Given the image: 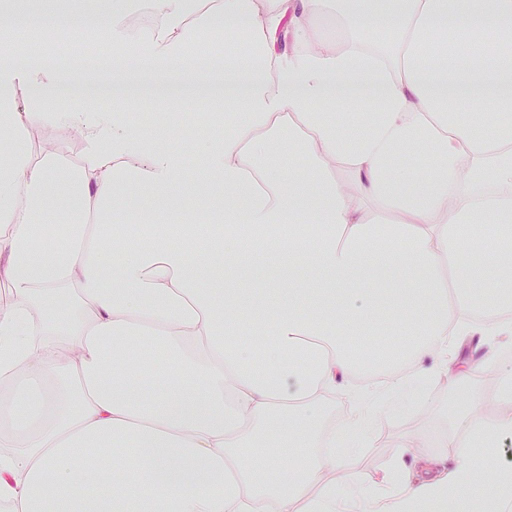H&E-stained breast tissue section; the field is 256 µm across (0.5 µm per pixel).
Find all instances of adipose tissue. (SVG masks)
<instances>
[{"label":"adipose tissue","mask_w":512,"mask_h":512,"mask_svg":"<svg viewBox=\"0 0 512 512\" xmlns=\"http://www.w3.org/2000/svg\"><path fill=\"white\" fill-rule=\"evenodd\" d=\"M142 66L94 75L124 88L171 83L201 47L224 68V135L208 147L222 184L184 177L159 132L111 136L91 107H13L5 72L72 85L68 63L0 54V501L10 512H448L480 499L472 451L512 434V411L470 399L443 437L453 470L425 458L396 494L356 463L376 436L374 391L352 394L336 433L319 412L356 372L347 336L402 326L391 391L419 392L424 356L480 332L512 337V0H112L94 27ZM333 19L335 33L322 30ZM289 27L290 50L276 47ZM359 104L356 112L337 105ZM60 124L86 144L78 165L36 146ZM307 159L284 177L275 152ZM420 153L430 173L404 164ZM346 180L336 177L337 165ZM128 208L137 236L113 224ZM208 196L231 234L172 223ZM65 200L63 213L52 207ZM496 225L491 243L478 239ZM275 281L260 278L267 257ZM224 274L203 289L198 258ZM260 315L242 342L241 324Z\"/></svg>","instance_id":"ef3b65f1"}]
</instances>
